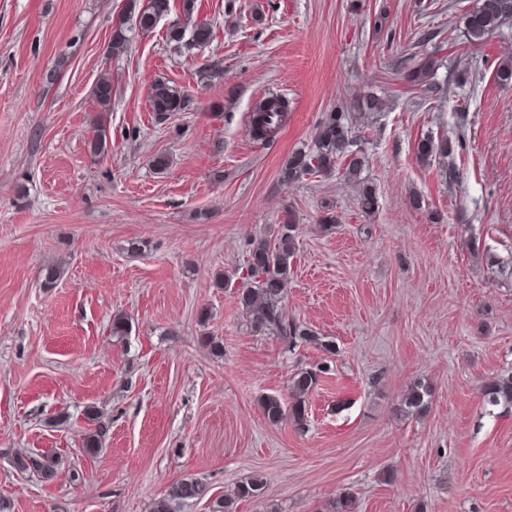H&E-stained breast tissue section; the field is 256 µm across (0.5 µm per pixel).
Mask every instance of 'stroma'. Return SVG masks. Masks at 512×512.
<instances>
[{
	"label": "stroma",
	"mask_w": 512,
	"mask_h": 512,
	"mask_svg": "<svg viewBox=\"0 0 512 512\" xmlns=\"http://www.w3.org/2000/svg\"><path fill=\"white\" fill-rule=\"evenodd\" d=\"M477 4L198 0L210 43L174 50L175 9L114 54L130 0H0V495L13 512H152L188 475L215 495L263 476L280 512H322L341 492L355 512H512V410L482 401L512 371V82L496 76L512 22L467 41ZM422 57L431 97L401 77ZM106 73L111 143L94 158ZM158 79L190 111L156 123ZM368 94L382 111H357ZM269 95L288 112L263 142L250 115ZM329 112L365 133L359 179L282 183ZM428 135L462 139L458 184L442 160L417 159ZM288 213V314L336 345L301 427L270 423L261 399L287 398L323 354L253 332L237 299L251 240ZM51 263L65 274L45 288ZM416 378L431 403L408 416L399 397ZM90 405L111 422L94 457L81 447ZM43 451L63 460L53 480L15 469ZM93 98L99 109V122L95 125L94 135L87 142V150L91 157L97 158L108 153L110 147L107 112L112 104V77L102 75L93 88Z\"/></svg>",
	"instance_id": "obj_1"
}]
</instances>
